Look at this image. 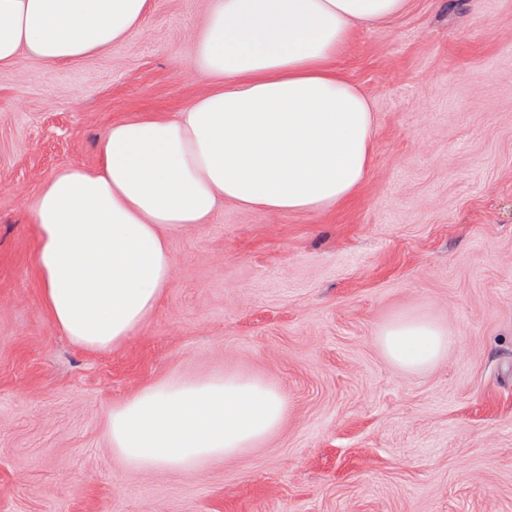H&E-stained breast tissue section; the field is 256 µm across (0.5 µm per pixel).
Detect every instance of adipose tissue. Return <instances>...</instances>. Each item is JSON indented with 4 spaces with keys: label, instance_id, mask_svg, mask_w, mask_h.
Listing matches in <instances>:
<instances>
[{
    "label": "adipose tissue",
    "instance_id": "1",
    "mask_svg": "<svg viewBox=\"0 0 512 512\" xmlns=\"http://www.w3.org/2000/svg\"><path fill=\"white\" fill-rule=\"evenodd\" d=\"M407 0H209L191 64L209 87L166 117L104 132L95 167L67 166L30 203L40 302L76 347H121L154 313L173 264L166 231L206 224L230 203L273 214L351 199L373 147V105L333 64L355 25L400 15ZM148 0H0V68L104 54L133 37ZM377 342L408 371L448 350L425 314L388 321ZM287 401L237 372L172 375L107 415L109 445L131 471L193 475L259 447Z\"/></svg>",
    "mask_w": 512,
    "mask_h": 512
}]
</instances>
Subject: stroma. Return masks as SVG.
<instances>
[{
    "label": "stroma",
    "mask_w": 512,
    "mask_h": 512,
    "mask_svg": "<svg viewBox=\"0 0 512 512\" xmlns=\"http://www.w3.org/2000/svg\"><path fill=\"white\" fill-rule=\"evenodd\" d=\"M207 0H150L105 54L0 70V512H512V0H408L335 66L374 108L355 196L327 211L233 204L168 232L152 317L87 352L39 302L29 203L94 166L113 122L172 114ZM399 314L455 337L421 372L376 342ZM235 370L288 401L262 447L193 476L113 457L106 415L174 372Z\"/></svg>",
    "instance_id": "35a3bbf8"
}]
</instances>
